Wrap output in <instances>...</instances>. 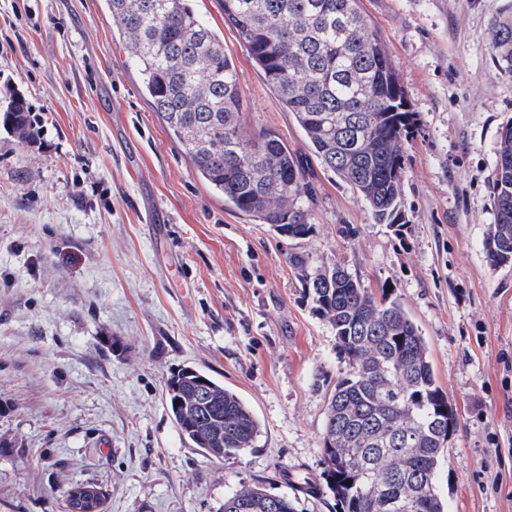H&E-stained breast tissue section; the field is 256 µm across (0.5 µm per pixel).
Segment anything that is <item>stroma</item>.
<instances>
[{
    "mask_svg": "<svg viewBox=\"0 0 512 512\" xmlns=\"http://www.w3.org/2000/svg\"><path fill=\"white\" fill-rule=\"evenodd\" d=\"M236 63L248 130L303 161L311 236H279L216 198L152 111L104 0H0V109L26 97L39 137L0 127V512H217L243 484L318 479L325 392L345 365L288 262H339L393 290L421 328L459 428L436 473L447 512H512V266L483 242L512 78L488 40L512 0H364L418 127L397 226L314 158L222 0H192ZM185 366L260 422L218 462L185 442L165 382Z\"/></svg>",
    "mask_w": 512,
    "mask_h": 512,
    "instance_id": "stroma-1",
    "label": "stroma"
}]
</instances>
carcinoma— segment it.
<instances>
[{
    "label": "carcinoma",
    "mask_w": 512,
    "mask_h": 512,
    "mask_svg": "<svg viewBox=\"0 0 512 512\" xmlns=\"http://www.w3.org/2000/svg\"><path fill=\"white\" fill-rule=\"evenodd\" d=\"M143 93L199 181L224 204L292 240L313 232L311 187L274 131L246 130L236 64L224 39L190 0H105ZM224 21L293 115L321 165L348 183L380 224H393L415 113L362 0H223ZM497 68L512 77V13L489 27ZM369 115L359 140L336 135V115ZM0 121L23 140L38 132L24 99ZM490 184L496 214L483 243L492 267L512 264V119L501 127ZM292 266L316 312L336 333L346 371L329 391L321 434L323 471L312 486L339 512H444L435 475L457 431L456 409L438 383L428 343L392 292L376 295L340 263ZM170 412L193 447L222 460L251 447L259 421L224 384L193 367L172 374ZM219 512H297L295 501L243 486Z\"/></svg>",
    "instance_id": "carcinoma-1"
}]
</instances>
